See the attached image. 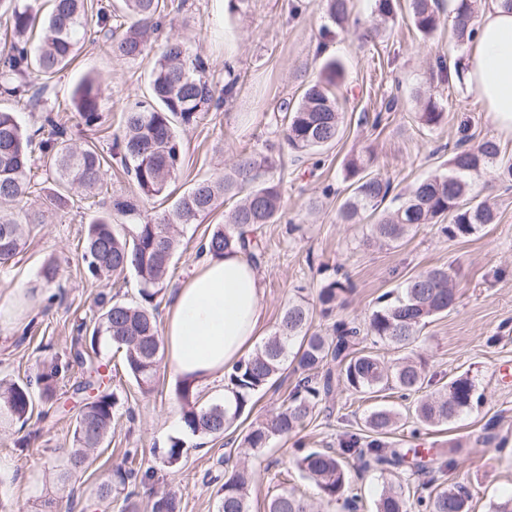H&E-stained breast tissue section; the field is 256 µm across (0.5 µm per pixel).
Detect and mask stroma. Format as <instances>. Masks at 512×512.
Here are the masks:
<instances>
[{
	"mask_svg": "<svg viewBox=\"0 0 512 512\" xmlns=\"http://www.w3.org/2000/svg\"><path fill=\"white\" fill-rule=\"evenodd\" d=\"M170 22L157 34V43L177 37L208 64L210 81L223 88L224 64L232 62L238 82L232 98L220 110L202 114L196 124L179 128L183 158L169 197L139 198L129 176L109 164L101 198L137 201L142 217L154 218L171 209L173 200L197 180L230 172L238 153L249 150L277 162L274 172L284 200L280 223L262 229L266 244L258 267L264 293L263 335H270L297 287L316 299L320 286L342 267L352 284L345 302L337 307L340 320L365 324L378 297L396 289L418 272L447 267L459 302L448 314L436 317L421 332L412 351L424 365L425 393L443 390L452 378L469 376L481 396L478 408L462 414L447 428L413 431L403 425L389 435L400 448L442 449L453 441L463 448L455 464L438 481L467 485L474 512H490L492 503L512 495V181L477 182L475 189L490 199L494 224L478 233L451 239L437 225L410 231L393 247L371 237L374 219L363 214L354 224L340 223L338 212L351 194L344 164L356 153L371 152L374 169L390 180L394 192L414 182L445 172L449 150L470 133L498 141L512 155V136L500 133L487 115L479 94L457 77H434L438 60L447 64L467 59L469 49L451 46L448 6L439 8V28L431 39L416 31L408 8H401L395 24L374 40L359 37L360 27L376 22L373 0H351L359 28L325 35L326 0H168ZM338 59L345 69L339 91L343 126L336 143L318 154L296 157L283 140V105L297 103L316 80L326 60ZM152 63L148 58L122 59L101 41L82 42L74 62L48 82V102L74 142L94 143L109 153L114 134L123 124L129 104L148 94ZM101 79L102 123L90 131L72 110V92L86 74ZM393 111H386L388 100ZM444 111L434 129L419 120L427 101ZM72 203L63 211L46 214L43 223L26 227V248L0 263V302L23 294L21 314L0 326V378L35 380L44 363L68 364L59 384L58 406L48 415H32L25 427L0 423V501L25 512H40L48 497L64 496L59 482L65 451L80 407L73 394L83 377L71 362L76 327L96 316L99 298L122 302L138 300L134 273L119 279L89 278L82 260L83 242L98 205L71 190ZM234 200L202 221L179 225L181 245L171 273L157 300L158 316H165L171 293L197 263V246L215 225L223 223ZM59 267V278L45 285L40 271L47 262ZM120 356L101 345L98 363L109 376V390L119 406L103 448L90 454V464L78 476L76 506L93 503V492L112 468L136 450L135 463L152 474L150 488L171 489L181 500V512H218L217 487L210 483L221 459L236 455L238 439L227 433L220 440L184 436L178 377L167 361H160L151 393H143L124 370ZM375 399L338 390L331 416H318L287 439L275 440L252 461L254 481L251 512H264L277 488L294 489L313 512H375L374 503L387 480L373 470L357 473V499L327 501L314 484L294 467L301 448H335L346 432L362 428ZM184 437L186 448L179 465H165L157 455L170 438Z\"/></svg>",
	"mask_w": 512,
	"mask_h": 512,
	"instance_id": "1",
	"label": "stroma"
}]
</instances>
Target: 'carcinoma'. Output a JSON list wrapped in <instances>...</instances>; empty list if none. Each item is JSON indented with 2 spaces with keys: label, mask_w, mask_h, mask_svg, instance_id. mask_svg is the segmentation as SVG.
<instances>
[{
  "label": "carcinoma",
  "mask_w": 512,
  "mask_h": 512,
  "mask_svg": "<svg viewBox=\"0 0 512 512\" xmlns=\"http://www.w3.org/2000/svg\"><path fill=\"white\" fill-rule=\"evenodd\" d=\"M327 14L336 28L345 29L350 21V0H326ZM374 12L394 19L397 0H373ZM453 14L458 22L453 34L458 45L474 43L478 27V0H453ZM0 10L9 14L13 41L0 53V95L23 101L26 105L48 111L43 100L45 80L69 66L75 57L80 37L88 31L101 33L111 52L125 59L149 54V38L161 31L170 11L167 0H124L125 21L112 26L111 15L89 10L87 0H52L49 16L39 19L29 0H0ZM409 11L417 31L425 38L438 26L436 0H410ZM41 28L39 42L31 43L30 34ZM222 94L215 93L206 76L203 60L192 54L187 44L169 38L154 54L149 87L150 100L136 101L125 113L121 133L113 137L111 158L126 170L139 192L146 198L162 194L176 179L181 167L182 147L177 127L190 126L200 114L219 109L237 83L232 71ZM344 81L343 67L328 61L318 80L309 83L296 107L289 110L284 138L288 147L300 155H314L335 144L342 113L332 88ZM74 107L83 124L97 126L100 119V82L87 75L76 85ZM420 122L435 128L444 120V112L430 100L419 116ZM48 134L35 141L36 133L24 129L11 112L0 110V262L20 254L25 246L22 225L40 224L44 213L68 207L69 190L96 194L103 185L104 158L93 143L71 142L67 130L52 117H45ZM47 159L55 186L42 198L40 209L18 216L2 207L19 202L31 194L33 143ZM374 157L362 154L349 158L345 179L351 181L352 194L339 210L344 224L357 222L360 214L378 215L371 225L374 238L388 244L400 243L411 228L420 224H439L450 239L468 237L481 227L495 222V213L487 200L473 194L475 179L490 174L500 181H512V157L502 154L497 141H473L466 136L448 159V170L422 179L402 195L399 204L380 210L392 190L389 180L372 170ZM274 162L242 153L231 172L218 180L196 181L174 202L171 211L154 219L143 218L136 204L112 200L111 208L98 212L89 224L83 260L89 276L119 277L132 271L140 283L136 303L102 300L93 328L78 326L82 349L75 362L86 367L85 377L75 390H92L95 395L82 400L74 421L72 448L64 467V480L81 474L89 465L90 452L101 447L108 437L118 404L115 393L101 389L103 375L95 366L101 341L123 352L128 374L143 392L153 390L162 340L154 311L156 297L162 290L174 255L180 247L175 234L177 224H194L216 208L220 198L245 193L224 223L217 225L200 246V252L214 257L240 251L255 265L260 264L263 248L258 230L274 224L283 209L280 182L270 175ZM130 219L123 232L114 229L112 212ZM346 279H331L319 289L317 304L303 295L288 303L272 335L254 352L224 375V395L203 401L204 395L184 378L176 388L181 402V422L186 434L194 437H224L249 417L254 398L267 388L278 385L288 368L301 371L282 405L260 423L249 425L241 435L240 445L253 452L268 447L277 438H286L317 419L330 408L336 389L361 394L396 390L406 397L423 389L425 370L421 364L404 359L390 365L371 351L357 348L360 328L343 321L335 322L332 333L312 330L314 313L329 318L339 299L351 292ZM457 303V292L445 267H432L407 280L400 291H389L378 299L369 317L367 331L374 342L399 350L413 347L422 328L438 315L446 314ZM63 368L55 361L44 365L37 377L42 402L53 406L56 386ZM472 379L461 375L438 392L419 398L407 415L414 423L440 427L454 421L479 405ZM32 383L0 380V415L13 423L26 424L34 410ZM400 413L378 405L365 417L363 428L346 433L340 448L299 449L297 470L317 487L320 497L339 501L350 488L352 477L344 465L354 458L366 468L393 474L407 463V453L414 457L430 456V471L442 473L450 460L432 449L410 448L403 451L385 441L398 427ZM185 441L174 437L160 449L161 459L170 467L178 465ZM149 472L118 465L96 490L99 503L112 502V491L126 492L123 512H128L136 495V484H146ZM425 496L407 484L392 485L380 496L376 512H472L470 494L460 483L445 485L430 482ZM251 475L247 468L231 465L224 469L218 489V512H249ZM150 512H180V501L170 491L154 494ZM266 512H310L309 505L294 492L281 488L267 501Z\"/></svg>",
  "instance_id": "obj_1"
}]
</instances>
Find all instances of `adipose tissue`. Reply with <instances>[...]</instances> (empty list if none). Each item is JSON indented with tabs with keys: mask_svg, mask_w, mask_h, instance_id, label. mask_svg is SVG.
I'll return each mask as SVG.
<instances>
[{
	"mask_svg": "<svg viewBox=\"0 0 512 512\" xmlns=\"http://www.w3.org/2000/svg\"><path fill=\"white\" fill-rule=\"evenodd\" d=\"M464 77L495 127L512 134V11L500 0H486ZM262 313L259 272L246 255L202 259L172 294L162 332L171 368L199 385L222 381L247 355Z\"/></svg>",
	"mask_w": 512,
	"mask_h": 512,
	"instance_id": "1",
	"label": "adipose tissue"
}]
</instances>
